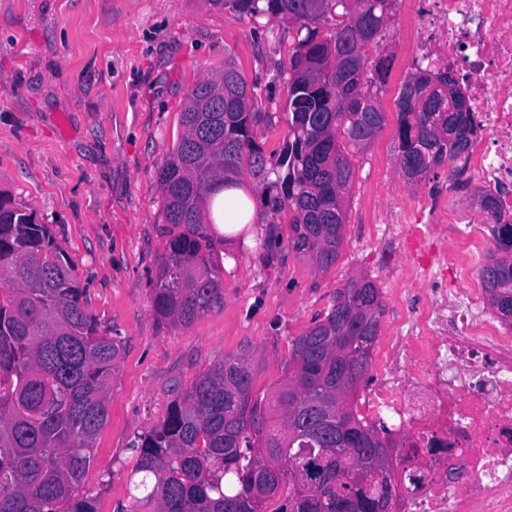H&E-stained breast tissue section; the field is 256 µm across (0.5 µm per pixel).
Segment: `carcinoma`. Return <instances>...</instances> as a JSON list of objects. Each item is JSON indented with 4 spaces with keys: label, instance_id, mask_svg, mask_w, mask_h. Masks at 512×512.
<instances>
[{
    "label": "carcinoma",
    "instance_id": "1",
    "mask_svg": "<svg viewBox=\"0 0 512 512\" xmlns=\"http://www.w3.org/2000/svg\"><path fill=\"white\" fill-rule=\"evenodd\" d=\"M239 16L295 25L288 68V136L266 156L234 61L188 94L183 136L156 172L167 247L157 262L153 311L162 325H186L223 301L221 239L207 201L239 188L244 174L265 184L264 206L291 213L288 247L317 269L336 263L345 194L354 165L338 142L366 147L384 128L393 59L380 40L394 0H213ZM332 23L320 37L317 23ZM377 48V63L369 51ZM395 165L421 182L465 159L472 112L449 68L417 66L396 99ZM276 179H269L270 174ZM495 251L481 265L485 300L512 326V223L493 224ZM383 300L360 276L291 341L284 378L258 401L250 357L226 358L184 388L166 416L132 443V512H383L396 493L395 466L407 436L359 418L360 379L380 336ZM123 344L101 333L85 308L72 264L49 225L0 195V512H99L81 492Z\"/></svg>",
    "mask_w": 512,
    "mask_h": 512
}]
</instances>
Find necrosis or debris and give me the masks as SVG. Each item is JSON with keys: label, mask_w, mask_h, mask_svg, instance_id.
Returning <instances> with one entry per match:
<instances>
[{"label": "necrosis or debris", "mask_w": 512, "mask_h": 512, "mask_svg": "<svg viewBox=\"0 0 512 512\" xmlns=\"http://www.w3.org/2000/svg\"><path fill=\"white\" fill-rule=\"evenodd\" d=\"M412 60L452 68L477 136L466 170L496 215L442 211L440 262L462 280L391 337L389 362L367 397L376 413L414 420L410 440L433 455L401 464L395 512H512V330L488 311L476 265L495 218L512 222V0H410Z\"/></svg>", "instance_id": "necrosis-or-debris-1"}]
</instances>
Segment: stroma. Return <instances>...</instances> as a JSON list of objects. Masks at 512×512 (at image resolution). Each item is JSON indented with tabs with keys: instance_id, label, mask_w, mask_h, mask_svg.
<instances>
[{
	"instance_id": "stroma-1",
	"label": "stroma",
	"mask_w": 512,
	"mask_h": 512,
	"mask_svg": "<svg viewBox=\"0 0 512 512\" xmlns=\"http://www.w3.org/2000/svg\"><path fill=\"white\" fill-rule=\"evenodd\" d=\"M410 5L396 0L381 43L393 65L376 139L351 153L356 177L346 201L343 243L325 272L289 249V215L225 227L223 301L191 323L157 322L152 288L166 248L164 203L155 171L184 128L189 89L233 59L270 121L253 136L277 153L288 128L289 54L294 28L281 18L234 15L216 0H0V193L50 226L75 268L89 313L124 351L108 416L83 490L99 512H125L137 434L157 426L171 386H189L227 357L252 358V394L283 377L290 342L330 308L338 288L368 275L382 292L381 334L355 395L363 407L379 380L388 338L431 307L452 273L436 257L448 244L422 224L385 231L397 203L474 206L466 175L406 184L394 166L397 91L409 63ZM275 230L281 242L266 251ZM428 270L416 280L414 269Z\"/></svg>"
}]
</instances>
